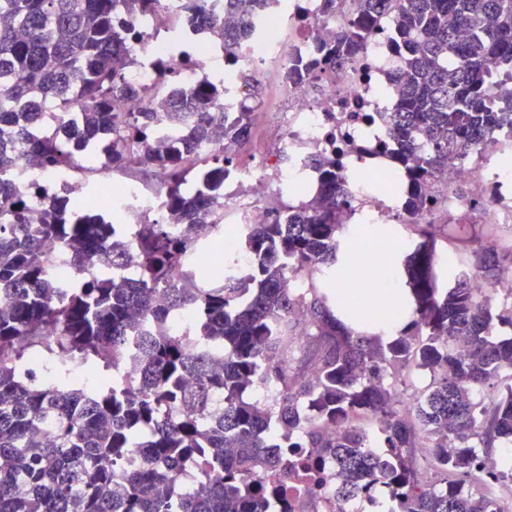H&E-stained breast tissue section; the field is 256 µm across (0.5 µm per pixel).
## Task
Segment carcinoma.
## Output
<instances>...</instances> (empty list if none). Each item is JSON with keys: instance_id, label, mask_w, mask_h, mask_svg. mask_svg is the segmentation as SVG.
<instances>
[{"instance_id": "1", "label": "carcinoma", "mask_w": 512, "mask_h": 512, "mask_svg": "<svg viewBox=\"0 0 512 512\" xmlns=\"http://www.w3.org/2000/svg\"><path fill=\"white\" fill-rule=\"evenodd\" d=\"M155 0H0V512H274L288 507L291 475L313 489L321 461H336V499H373L388 486L387 512H494L474 472L501 440L512 442V300L492 302L470 288L471 275L494 287L512 266V250L469 249L468 267L443 286L433 249L441 225H418L426 242L405 261L414 302L400 329L356 328L349 299L335 281L304 292L288 272L336 265L348 206L336 159L323 168L316 206L293 205L251 226L245 245L255 256L242 277L224 281V266L191 267L197 226L218 221L219 185L229 158L204 159L206 186L186 185L184 155L201 142L243 140L248 125L226 127L212 110L224 83L171 91L170 108L189 105L195 122L184 151L155 133L154 112L116 107L140 95L127 78L133 64L112 15L145 11ZM397 43L407 50L404 92L392 118L397 160L411 174L406 207L425 205L422 185L444 174L448 152H469L488 130L512 124L497 111L491 85L512 79V0H396ZM262 0H224V49L247 35L244 20ZM191 23L211 24L203 0H188ZM370 29L353 22L330 59L342 63ZM55 101L81 115L65 140L36 134L43 107ZM103 139L112 167L159 168L172 223L136 224L134 248L113 238L115 225L68 223L64 198L33 209L23 189L2 176L24 147L42 169L72 163L82 144ZM424 140L428 149L418 142ZM49 243L68 252L81 277L62 291L47 269ZM135 263L136 280L97 278L104 263ZM193 272H188V268ZM197 314L195 338L224 355L191 349L170 330L183 307ZM148 311L152 332L139 339L141 377L92 396L66 375L81 364L109 376L128 349L137 316ZM40 354L56 361L58 381L23 375ZM413 367L430 383L413 402L392 380ZM273 395L260 402L259 388ZM381 418L376 433L362 423ZM343 422L332 433L325 425ZM512 490V458L493 473Z\"/></svg>"}]
</instances>
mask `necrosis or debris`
Here are the masks:
<instances>
[{
	"instance_id": "obj_1",
	"label": "necrosis or debris",
	"mask_w": 512,
	"mask_h": 512,
	"mask_svg": "<svg viewBox=\"0 0 512 512\" xmlns=\"http://www.w3.org/2000/svg\"><path fill=\"white\" fill-rule=\"evenodd\" d=\"M184 0H158L145 13L120 15L129 34L135 65L128 72L136 87L167 95L171 83L200 86L223 79L220 110L225 125H233L249 105L247 86L235 80L249 71L253 80L275 72L273 98L287 107L276 149L252 135L241 142H225V153L248 154V164L224 169V221L207 225L198 235L204 252L227 257L226 275L246 273L255 263L243 238L250 225L262 223L273 201L314 200L319 172L313 160L326 155L338 159L339 177L351 198L340 221L344 224H398L406 200V175L394 162L396 146L390 136V117L400 95L394 76L402 52L394 37L393 12L370 21V37L342 67L326 55L348 22L360 18L357 0H339L333 14L323 12V0H268L250 18L248 36L225 53L219 30L194 35L183 8ZM512 128L501 127L473 147L467 160L449 157L446 187L425 183L427 204L423 224L434 222L438 209L459 214L466 224L512 222ZM82 167L95 170L84 183L77 169L26 168L38 186L31 199L39 206L46 195L62 190L85 199L98 214L118 217L133 225L151 217L164 220V191L157 185L118 178L104 147L85 152ZM81 167V168H82ZM467 185L481 208H460L458 185Z\"/></svg>"
}]
</instances>
